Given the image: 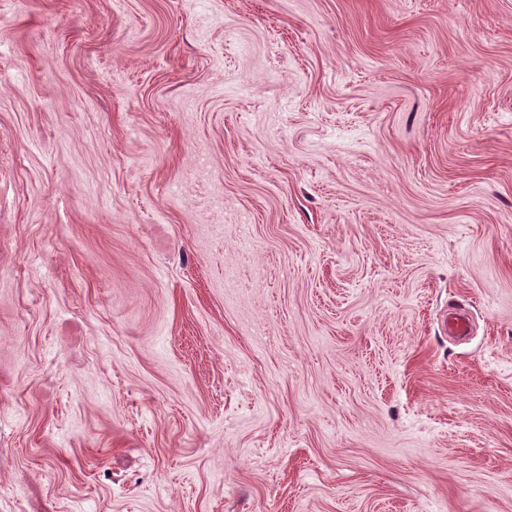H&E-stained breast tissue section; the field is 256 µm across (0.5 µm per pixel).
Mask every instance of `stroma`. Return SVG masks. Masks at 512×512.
Returning <instances> with one entry per match:
<instances>
[{"instance_id":"1","label":"stroma","mask_w":512,"mask_h":512,"mask_svg":"<svg viewBox=\"0 0 512 512\" xmlns=\"http://www.w3.org/2000/svg\"><path fill=\"white\" fill-rule=\"evenodd\" d=\"M0 512H512V0H0Z\"/></svg>"}]
</instances>
